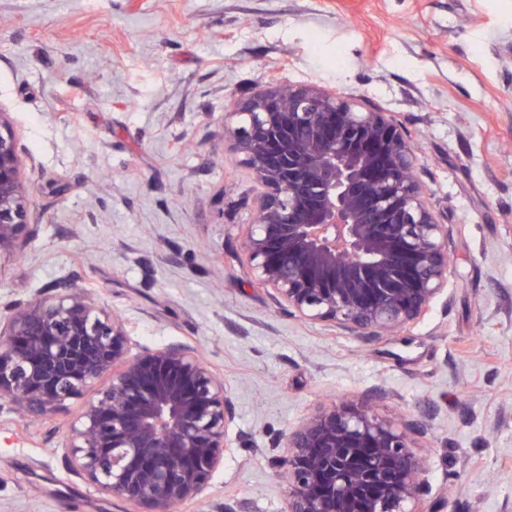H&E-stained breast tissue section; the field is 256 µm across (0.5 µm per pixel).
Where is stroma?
I'll use <instances>...</instances> for the list:
<instances>
[{"mask_svg": "<svg viewBox=\"0 0 512 512\" xmlns=\"http://www.w3.org/2000/svg\"><path fill=\"white\" fill-rule=\"evenodd\" d=\"M277 84L366 100L409 131L451 241L427 314L365 339L288 315L241 249L260 190L224 114ZM0 110L31 205L0 317L93 292L138 353L194 346L236 408L206 498L283 512L271 459L318 408L380 392L422 423L430 512H512V0H0ZM73 400L0 404V512H127L73 474Z\"/></svg>", "mask_w": 512, "mask_h": 512, "instance_id": "35a3bbf8", "label": "stroma"}]
</instances>
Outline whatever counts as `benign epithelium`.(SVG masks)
I'll use <instances>...</instances> for the list:
<instances>
[{
    "mask_svg": "<svg viewBox=\"0 0 512 512\" xmlns=\"http://www.w3.org/2000/svg\"><path fill=\"white\" fill-rule=\"evenodd\" d=\"M238 162L262 186L243 248L276 304L357 336L421 319L448 284V225L416 180L406 130L317 86L275 87L225 113ZM18 138L0 111V254H21L28 191ZM84 400L70 426V470L132 512L203 497L228 451L235 406L183 342L129 352L125 323L85 289L63 287L0 326V401L50 418ZM419 424L367 400L311 416L272 459L285 512H427Z\"/></svg>",
    "mask_w": 512,
    "mask_h": 512,
    "instance_id": "obj_1",
    "label": "benign epithelium"
}]
</instances>
